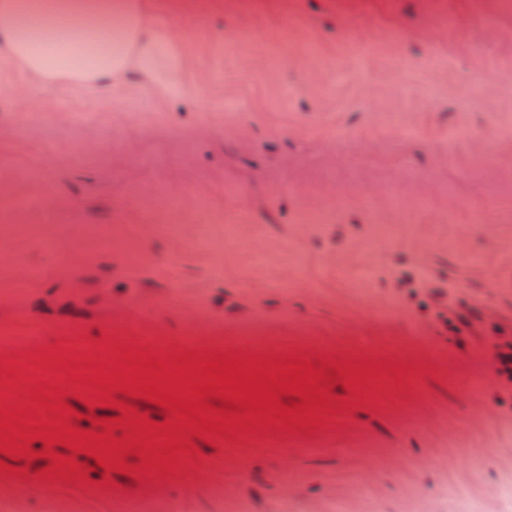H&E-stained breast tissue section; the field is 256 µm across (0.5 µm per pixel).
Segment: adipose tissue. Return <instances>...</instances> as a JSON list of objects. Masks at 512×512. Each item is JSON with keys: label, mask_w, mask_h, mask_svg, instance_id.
<instances>
[{"label": "adipose tissue", "mask_w": 512, "mask_h": 512, "mask_svg": "<svg viewBox=\"0 0 512 512\" xmlns=\"http://www.w3.org/2000/svg\"><path fill=\"white\" fill-rule=\"evenodd\" d=\"M149 15L147 0H0V50L35 87L133 78L150 97L174 98L188 62L171 27Z\"/></svg>", "instance_id": "obj_1"}]
</instances>
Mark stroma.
Returning <instances> with one entry per match:
<instances>
[{
    "label": "stroma",
    "mask_w": 512,
    "mask_h": 512,
    "mask_svg": "<svg viewBox=\"0 0 512 512\" xmlns=\"http://www.w3.org/2000/svg\"><path fill=\"white\" fill-rule=\"evenodd\" d=\"M150 4L180 97L32 87L0 55V356L192 334L378 375L309 433L200 440L168 477L32 461L0 512H512V383L455 317L512 332V0Z\"/></svg>",
    "instance_id": "stroma-1"
}]
</instances>
